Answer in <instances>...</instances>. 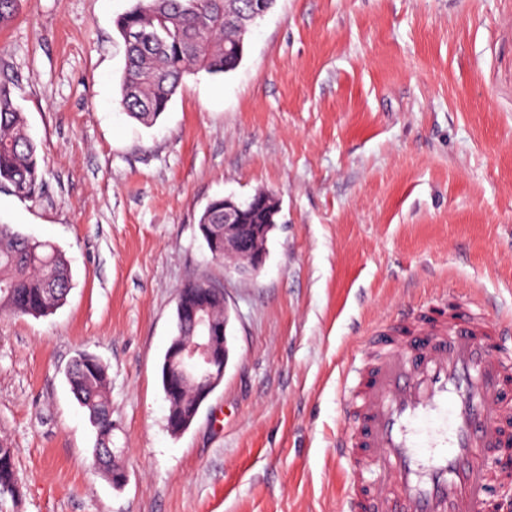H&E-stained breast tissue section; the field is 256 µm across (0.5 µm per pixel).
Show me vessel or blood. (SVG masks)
I'll use <instances>...</instances> for the list:
<instances>
[{
    "label": "vessel or blood",
    "mask_w": 512,
    "mask_h": 512,
    "mask_svg": "<svg viewBox=\"0 0 512 512\" xmlns=\"http://www.w3.org/2000/svg\"><path fill=\"white\" fill-rule=\"evenodd\" d=\"M348 512H488L512 500V317L453 297L378 323L344 393Z\"/></svg>",
    "instance_id": "1"
}]
</instances>
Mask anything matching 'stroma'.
<instances>
[{
  "instance_id": "obj_1",
  "label": "stroma",
  "mask_w": 512,
  "mask_h": 512,
  "mask_svg": "<svg viewBox=\"0 0 512 512\" xmlns=\"http://www.w3.org/2000/svg\"><path fill=\"white\" fill-rule=\"evenodd\" d=\"M133 0H23L0 76L39 145L42 186L0 224L65 255L44 317L0 315V512H344L336 453L360 338L378 320L478 294L512 316V0H276L239 67L187 75L153 126L120 104ZM266 189L281 211L260 272L212 262L207 203ZM223 288L230 360L180 434L161 367L180 288ZM110 379L126 479L66 369ZM18 493L12 449L0 443V498Z\"/></svg>"
}]
</instances>
